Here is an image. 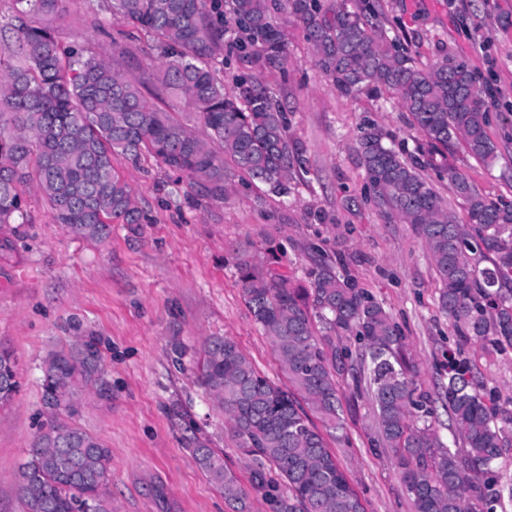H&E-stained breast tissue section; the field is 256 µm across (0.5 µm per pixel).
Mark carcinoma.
Wrapping results in <instances>:
<instances>
[{"instance_id": "obj_1", "label": "carcinoma", "mask_w": 512, "mask_h": 512, "mask_svg": "<svg viewBox=\"0 0 512 512\" xmlns=\"http://www.w3.org/2000/svg\"><path fill=\"white\" fill-rule=\"evenodd\" d=\"M68 0H13L18 62L0 60V224L24 218L20 188L33 182L74 236L101 241L112 224H141L146 216L112 157L148 155L217 201L235 178L261 184L279 197L291 192L301 159L288 138L284 112L258 78H238L229 93L209 60L224 50L229 24L243 34L241 52L257 70H288L285 26L303 27L320 71L343 93L393 91L422 133L428 152L463 144L489 165L497 146L487 133L489 112L475 72L450 55L423 68L381 30L375 6L333 12L321 0H112V12L161 49L160 90L179 96L203 122L199 137L174 112L143 95L151 67L128 76L79 48H65L34 13L60 15ZM375 126L361 131L359 148L377 205L412 226L429 249L440 282L442 313L465 343L493 338L512 348V204L479 194L466 174L444 172L466 202L467 223L448 213L417 166L385 143ZM493 255L479 268L474 250ZM242 294L288 374L283 388L259 374L234 339L210 335L202 356L178 337L174 364H192L200 386L224 412L232 439L247 460L245 488L224 451L188 420L189 451L235 512H250L249 490L270 512H366L327 438L338 442L346 422L339 377L359 360L377 411V442L393 461L413 512H479L502 492L490 468L506 444L497 419L473 387L469 360L448 356V414L462 448L451 450L429 418L430 395L420 390L404 336L392 316L323 257L290 285L272 264L236 250ZM353 335L365 351L336 348ZM100 359L59 350L45 358L43 401L74 412L75 387L96 379ZM20 390L16 359L0 348V406ZM276 476H271V473ZM110 449L74 423L53 417L36 435L21 465L19 488L27 512H112L105 489Z\"/></svg>"}]
</instances>
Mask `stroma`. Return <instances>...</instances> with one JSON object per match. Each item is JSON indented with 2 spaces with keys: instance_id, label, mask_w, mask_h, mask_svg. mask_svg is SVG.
Here are the masks:
<instances>
[{
  "instance_id": "35a3bbf8",
  "label": "stroma",
  "mask_w": 512,
  "mask_h": 512,
  "mask_svg": "<svg viewBox=\"0 0 512 512\" xmlns=\"http://www.w3.org/2000/svg\"><path fill=\"white\" fill-rule=\"evenodd\" d=\"M389 36L420 66L446 55L473 69L490 106L492 165L464 151L448 163L495 202L512 203V0H376ZM57 41L113 60L140 75L159 57L147 36L122 56L112 39L126 30L105 0H70L66 12L41 17ZM287 73L259 77L282 102L288 136L303 168L285 197L235 185L227 201L175 184L152 157L117 155L116 170L148 220L116 224L101 242L72 236L35 185L23 193L26 217L0 226V346L17 358L19 394L0 408V512H24L19 467L51 412L42 400L44 358L93 342L101 355L97 384L79 386L74 422L112 453V512H231L198 468L174 415L187 409L240 479L247 462L224 415L193 371L172 364L171 337L200 347L204 337L233 338L256 369L288 383L272 344L247 308L232 260L246 244L255 259L275 258L301 280L319 255L369 293L400 324L422 390L435 395L448 377L449 354L474 361L473 378L512 413V349L463 345L438 307L429 251L411 225L387 217L373 197L358 149L364 126L388 134L387 146L417 163L449 213L466 221L465 202L439 178L423 138L394 93L343 94L319 70L300 25L287 28ZM347 441L331 442L367 512H412L395 466L374 450L375 415L352 375L341 380Z\"/></svg>"
}]
</instances>
